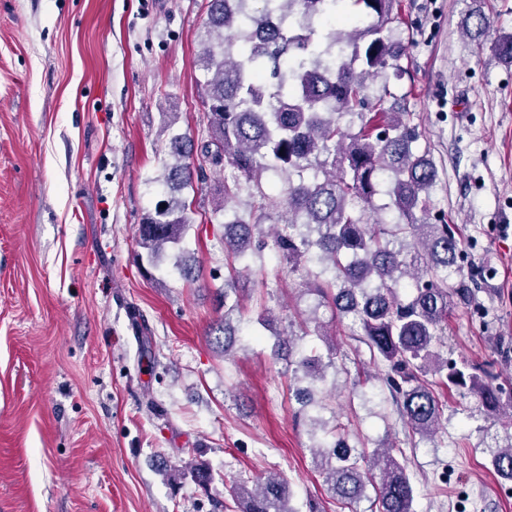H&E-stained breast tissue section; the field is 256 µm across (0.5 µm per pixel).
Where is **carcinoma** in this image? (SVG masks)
Returning <instances> with one entry per match:
<instances>
[{"mask_svg": "<svg viewBox=\"0 0 512 512\" xmlns=\"http://www.w3.org/2000/svg\"><path fill=\"white\" fill-rule=\"evenodd\" d=\"M349 1L358 11L353 32L337 30L332 19ZM209 0L207 43L199 56L208 74L202 159L215 169L229 166L223 210L248 190L253 210L224 223V319L215 323V343L227 352L236 329L229 314L240 307L236 288L248 259L270 248L305 273V290L332 311L351 315L366 336L370 359L386 362L384 383L404 426L431 440L438 433L443 406L428 375L437 383L478 397L483 413H499L505 387L484 368L453 361L435 351L452 309L477 307V284L457 259L462 250L458 227L444 218L432 222L431 193L438 170L417 152L416 128L402 112H386L384 95L372 96L367 80L384 78L401 60L403 47L395 24L399 0ZM491 0H470L461 30L481 44L491 27ZM491 51L512 62V33L491 43ZM273 63L274 87L262 82L263 60ZM194 144L171 138L163 184L172 192L192 186ZM270 170L284 176L281 196L264 189ZM388 183L398 221L364 219L373 198ZM284 211L288 217L263 231L261 221ZM190 218L186 204L168 197L138 225L140 246L149 262L178 247ZM411 288L407 299L399 289ZM336 346L323 357L297 362L304 375L321 378L333 364ZM323 441L313 448V463L328 491L349 506L374 490V512H415V486L396 448L357 451L341 428L316 417ZM497 473L512 478V444L493 456ZM238 512H297L290 507L287 482L270 475L250 488L232 481Z\"/></svg>", "mask_w": 512, "mask_h": 512, "instance_id": "cac0c4a2", "label": "carcinoma"}]
</instances>
